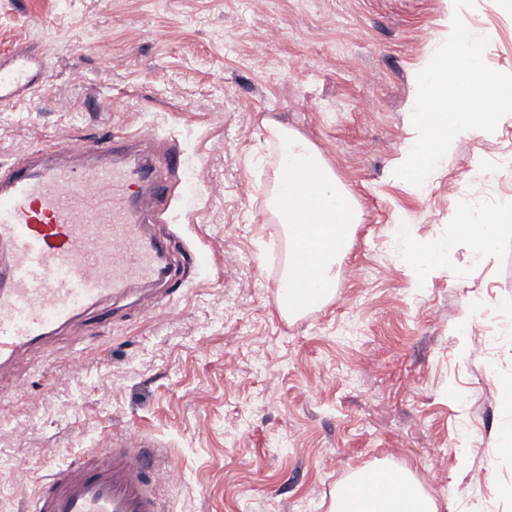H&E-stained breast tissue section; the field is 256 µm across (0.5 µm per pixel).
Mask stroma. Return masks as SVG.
<instances>
[{
	"instance_id": "stroma-1",
	"label": "stroma",
	"mask_w": 512,
	"mask_h": 512,
	"mask_svg": "<svg viewBox=\"0 0 512 512\" xmlns=\"http://www.w3.org/2000/svg\"><path fill=\"white\" fill-rule=\"evenodd\" d=\"M465 13L494 33L486 66L512 75V15L498 0ZM447 21L445 0H0V69L49 65L0 93V168L152 131L201 192L153 232L180 233L224 273L185 264L164 301L133 289L0 366V512H27L42 480L120 435L154 443L167 512H329L368 465L410 470L439 512H512V451L496 448L512 241L484 266L456 250L422 288L391 242L399 222L448 237L458 210L512 196L508 124L461 138L424 189L395 174ZM273 25L287 38L263 47ZM266 118L318 147L361 212L334 298L291 320L274 304L288 236ZM465 317L486 351L463 350Z\"/></svg>"
}]
</instances>
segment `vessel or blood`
<instances>
[{"label": "vessel or blood", "instance_id": "obj_1", "mask_svg": "<svg viewBox=\"0 0 512 512\" xmlns=\"http://www.w3.org/2000/svg\"><path fill=\"white\" fill-rule=\"evenodd\" d=\"M157 138L85 143L82 166L25 162L0 172V363L41 344L103 299L168 280L171 248L147 235L170 180ZM143 441L121 440L43 480L29 512H164Z\"/></svg>", "mask_w": 512, "mask_h": 512}]
</instances>
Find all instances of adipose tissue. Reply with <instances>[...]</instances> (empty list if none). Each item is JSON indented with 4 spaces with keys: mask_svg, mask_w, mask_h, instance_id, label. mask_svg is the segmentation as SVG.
I'll return each instance as SVG.
<instances>
[{
    "mask_svg": "<svg viewBox=\"0 0 512 512\" xmlns=\"http://www.w3.org/2000/svg\"><path fill=\"white\" fill-rule=\"evenodd\" d=\"M393 237L400 246L402 262L421 276L443 268L449 249L456 243L462 244L473 260H489L502 241L512 240V196L502 199L486 215L458 213L453 237L421 242L412 225L406 223L395 225ZM358 501L357 512H438L435 501L423 492L414 475L404 469L389 471L382 487L361 485Z\"/></svg>",
    "mask_w": 512,
    "mask_h": 512,
    "instance_id": "1",
    "label": "adipose tissue"
}]
</instances>
